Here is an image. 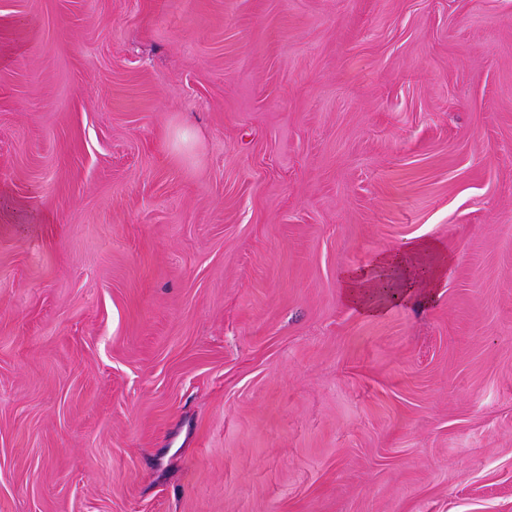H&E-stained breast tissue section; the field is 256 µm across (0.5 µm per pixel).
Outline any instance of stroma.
<instances>
[{
    "label": "stroma",
    "mask_w": 512,
    "mask_h": 512,
    "mask_svg": "<svg viewBox=\"0 0 512 512\" xmlns=\"http://www.w3.org/2000/svg\"><path fill=\"white\" fill-rule=\"evenodd\" d=\"M0 512H512V0H0ZM425 257H431L432 264L426 265L429 271L421 274L417 269L425 265ZM450 261L434 243L423 240L410 244L403 252L382 253L372 272L343 273V299L364 314L379 315L392 305L407 302L416 291L429 295Z\"/></svg>",
    "instance_id": "stroma-1"
}]
</instances>
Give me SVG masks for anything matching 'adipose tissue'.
Instances as JSON below:
<instances>
[{"instance_id":"obj_1","label":"adipose tissue","mask_w":512,"mask_h":512,"mask_svg":"<svg viewBox=\"0 0 512 512\" xmlns=\"http://www.w3.org/2000/svg\"><path fill=\"white\" fill-rule=\"evenodd\" d=\"M448 263L434 243L414 242L405 251L380 254L372 272H344L343 299L364 314H381L415 292L430 293Z\"/></svg>"}]
</instances>
